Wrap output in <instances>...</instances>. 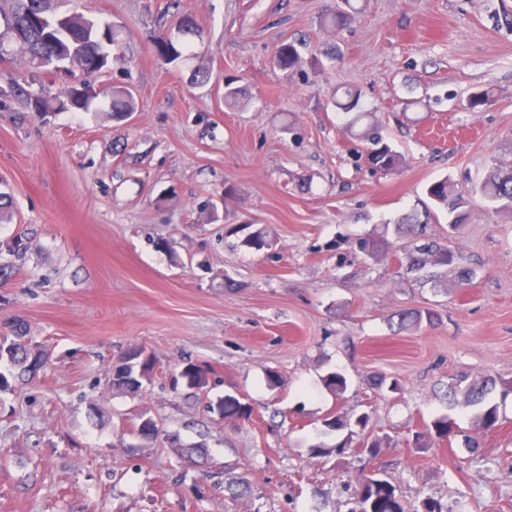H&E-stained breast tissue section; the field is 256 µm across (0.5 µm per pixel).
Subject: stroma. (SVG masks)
<instances>
[{
	"label": "stroma",
	"instance_id": "35a3bbf8",
	"mask_svg": "<svg viewBox=\"0 0 512 512\" xmlns=\"http://www.w3.org/2000/svg\"><path fill=\"white\" fill-rule=\"evenodd\" d=\"M339 2L78 0L121 27L96 82L133 91L126 121L110 119L106 94L87 112L24 113L4 93L13 80L49 95L63 81L14 49L0 60V190L13 201L0 240L29 239L18 276L0 285V326L23 319L50 356L0 405V512H353L364 470L394 482L408 512L428 495L443 512H512V394H494L500 426L487 434L444 398L460 380L512 382V211L475 191L492 163L512 165V30L496 25L512 0H365L341 60L320 70L332 39L318 17ZM186 18L195 34L179 33ZM163 36L191 58L162 64ZM290 37L308 46L291 79L271 62ZM228 74L242 87L233 109ZM477 87L493 97L473 112ZM339 88L374 111L402 170L358 166L348 117L330 104ZM439 177L465 204L421 238L462 254L477 271L468 288L414 281L394 255L367 262L356 250L360 238L401 245L396 221ZM241 224L263 229L267 246H243ZM415 306L438 324L390 327ZM134 347L154 357L153 381L113 390L112 366ZM189 362L206 370L205 389L180 378ZM336 370L348 379L339 396L321 382ZM376 375L404 391L380 395ZM227 394L254 405L251 421L211 413ZM362 411L389 440L377 458H311L336 442L323 417ZM442 415L460 435L407 447ZM145 417L160 428L149 442L137 434ZM198 444L203 456L177 452ZM241 479L251 494L230 498Z\"/></svg>",
	"mask_w": 512,
	"mask_h": 512
}]
</instances>
